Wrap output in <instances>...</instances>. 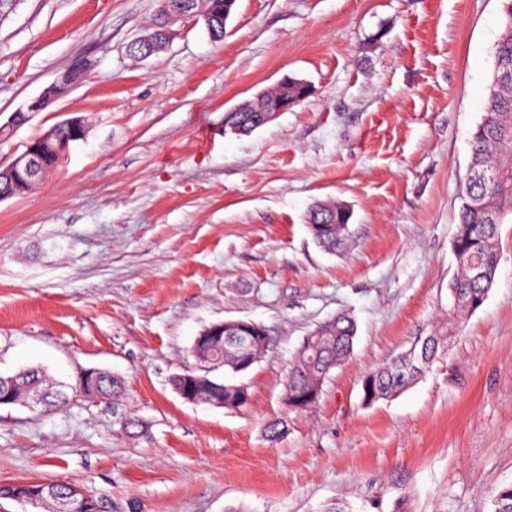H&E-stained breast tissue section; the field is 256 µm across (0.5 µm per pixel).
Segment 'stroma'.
<instances>
[{
  "label": "stroma",
  "mask_w": 512,
  "mask_h": 512,
  "mask_svg": "<svg viewBox=\"0 0 512 512\" xmlns=\"http://www.w3.org/2000/svg\"><path fill=\"white\" fill-rule=\"evenodd\" d=\"M157 0H21L0 22V125L76 62L82 79L0 140V166L65 120L88 133L45 180L0 200V374L121 377V403L0 407V483L62 481L102 512H492L512 482V221L483 306L396 397L361 378L443 322L453 240L484 114L500 0H237L224 39L177 23L127 47ZM310 95L248 135L224 114L284 76ZM352 211L324 251L305 221ZM357 327L316 406L284 415L303 338ZM262 324L241 411L194 404L172 375L211 324ZM146 433L122 429L124 415ZM288 418L269 442L266 424Z\"/></svg>",
  "instance_id": "35a3bbf8"
}]
</instances>
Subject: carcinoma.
<instances>
[{
	"label": "carcinoma",
	"instance_id": "1",
	"mask_svg": "<svg viewBox=\"0 0 512 512\" xmlns=\"http://www.w3.org/2000/svg\"><path fill=\"white\" fill-rule=\"evenodd\" d=\"M208 15L207 29L212 38L224 39V17L231 14L236 0H198ZM502 27L494 47V61L512 64V0H501ZM309 94L302 81L290 78L265 95L263 104L246 112L224 116V126H239L246 133L258 129L255 120L260 112H274L288 101H300ZM471 170L494 171L496 179L477 180L468 175L459 208V222L453 242L458 272L450 284L449 305L454 319L459 311L473 312L487 299L495 284L500 260L498 231L501 216L512 217V83L489 88L485 114L471 139ZM350 210L335 203H322L307 215V224L316 242L334 252L346 245ZM356 335L350 316L339 314L318 326L299 346L284 384L282 404L284 414L265 429L267 440L275 442L288 432V414L306 412L319 400L323 383L329 372L341 365L350 355ZM454 337L453 328L435 330L417 336L411 346L391 363L368 371L361 380L363 401L373 403L391 398L418 380ZM269 346L267 330L251 323L246 330L234 334L230 330L201 333L195 339L191 353L197 363L211 359L233 373L249 369L258 362ZM124 390L118 376L99 375L88 378L79 392L87 396L111 399ZM43 397L46 406H62L67 395L45 372L36 368L20 375L3 377L0 381V404L9 406L30 396ZM195 395L205 403L224 401V408L242 410L250 403V392L242 384L214 383L199 386ZM61 497L75 500L78 512H98L93 498L71 485L21 483V497L39 500L47 489ZM493 512H512V483L496 489Z\"/></svg>",
	"mask_w": 512,
	"mask_h": 512
}]
</instances>
